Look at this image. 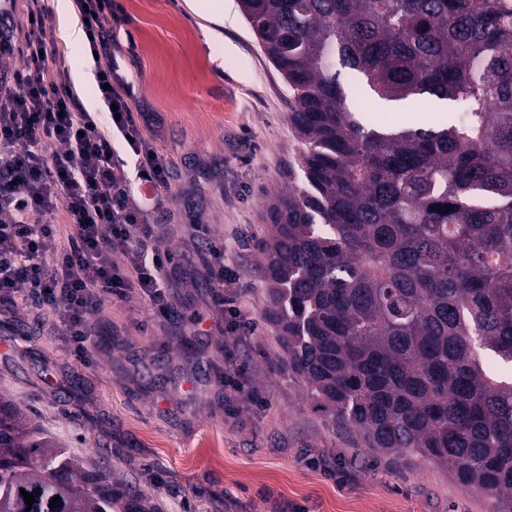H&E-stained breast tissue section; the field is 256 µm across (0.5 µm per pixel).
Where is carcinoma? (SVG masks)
I'll return each mask as SVG.
<instances>
[{
    "mask_svg": "<svg viewBox=\"0 0 512 512\" xmlns=\"http://www.w3.org/2000/svg\"><path fill=\"white\" fill-rule=\"evenodd\" d=\"M239 2L302 145L257 246L288 369L372 447L512 512V25L489 0ZM338 63L381 100L465 118L364 122ZM0 512L157 510L0 397Z\"/></svg>",
    "mask_w": 512,
    "mask_h": 512,
    "instance_id": "obj_1",
    "label": "carcinoma"
}]
</instances>
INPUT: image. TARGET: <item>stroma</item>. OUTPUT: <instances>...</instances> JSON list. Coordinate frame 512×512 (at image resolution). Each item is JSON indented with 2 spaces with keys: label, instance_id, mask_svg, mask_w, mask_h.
I'll return each instance as SVG.
<instances>
[{
  "label": "stroma",
  "instance_id": "35a3bbf8",
  "mask_svg": "<svg viewBox=\"0 0 512 512\" xmlns=\"http://www.w3.org/2000/svg\"><path fill=\"white\" fill-rule=\"evenodd\" d=\"M57 4L47 2L57 49L87 111L104 112L88 46L61 39ZM211 25L186 0H117L112 63L144 136L171 164L162 208L137 180L134 156L122 158L130 197L172 252L193 257L171 271L168 291L207 306L195 256L202 225L232 249L250 336L228 343L212 335V321L157 317L134 291L94 317L93 354L82 361L54 316L23 304L0 312V397L71 453L136 478L158 512H490L480 492L435 462L380 452L338 426L283 365L254 243L268 230L282 170L299 158L290 93L245 18L224 25L220 46L205 39ZM462 112L414 101L382 117L432 128ZM228 358L243 365L240 381L262 404L225 388ZM313 456L327 470L309 466Z\"/></svg>",
  "mask_w": 512,
  "mask_h": 512
}]
</instances>
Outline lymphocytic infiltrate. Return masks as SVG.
Wrapping results in <instances>:
<instances>
[{"label": "lymphocytic infiltrate", "mask_w": 512, "mask_h": 512, "mask_svg": "<svg viewBox=\"0 0 512 512\" xmlns=\"http://www.w3.org/2000/svg\"><path fill=\"white\" fill-rule=\"evenodd\" d=\"M75 5L96 55L108 121L98 122L82 107L55 49L49 10L42 4L28 9L25 69L0 84V306L30 303L56 316L73 355L84 360L92 350L91 319L104 298L123 299L136 289L162 316L179 310L162 289L174 255L129 195L113 132L121 133L135 156L136 176L154 190L158 207L169 163L144 138L112 69V31L105 25L112 0ZM49 143L57 146L50 154ZM60 206L69 219L64 234L49 222ZM204 244L212 258L206 267L212 304L227 315L223 333L229 339L246 323L240 278L224 262L223 242L208 238Z\"/></svg>", "instance_id": "obj_1"}]
</instances>
